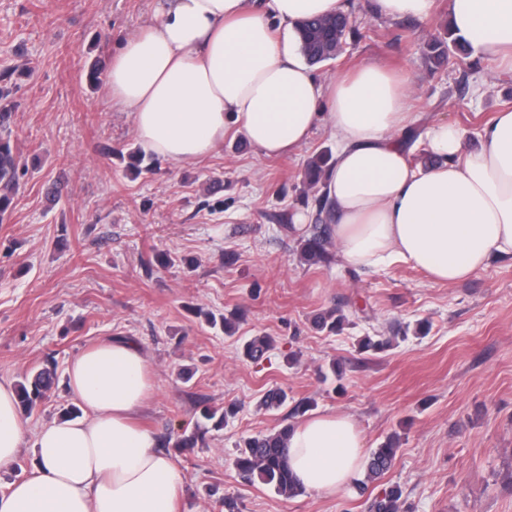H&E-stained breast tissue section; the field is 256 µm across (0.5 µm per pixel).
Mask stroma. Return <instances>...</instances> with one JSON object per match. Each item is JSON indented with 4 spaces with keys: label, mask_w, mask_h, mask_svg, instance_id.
Masks as SVG:
<instances>
[{
    "label": "stroma",
    "mask_w": 512,
    "mask_h": 512,
    "mask_svg": "<svg viewBox=\"0 0 512 512\" xmlns=\"http://www.w3.org/2000/svg\"><path fill=\"white\" fill-rule=\"evenodd\" d=\"M156 0H0V73L16 84L11 143L27 171L0 223V381L14 383L55 359L59 383L27 414L36 430L73 403L64 377L79 351L112 337L138 344L156 389L141 413L165 440L204 430L194 448L172 449L185 475L181 512H367L357 490L285 498L243 482L235 468L244 438L281 427L286 407L258 401L280 388L291 403L355 420L366 451L399 438L387 484L403 489L409 512H512V257H497L450 287L400 261L354 269L344 259L298 263L296 235L281 223L307 203L303 173L329 147L316 130L298 154L265 157L226 135L216 152L138 172L143 148L128 113L113 109L96 59L117 52L147 22ZM362 33L329 79L367 62L412 75L414 109L478 134L512 109V70L488 57L449 51L433 68L420 45L448 22V0L429 20L377 16L372 0H350ZM163 253L175 265L145 268ZM340 306L350 326L331 334L313 317ZM226 316L234 335L211 326ZM394 336L385 352L359 341ZM273 338L267 357H243L242 343ZM343 376L330 373L332 361ZM237 404L223 428L204 407Z\"/></svg>",
    "instance_id": "35a3bbf8"
}]
</instances>
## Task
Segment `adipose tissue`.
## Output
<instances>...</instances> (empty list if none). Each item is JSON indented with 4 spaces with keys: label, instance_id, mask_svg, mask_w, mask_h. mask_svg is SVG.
<instances>
[{
    "label": "adipose tissue",
    "instance_id": "adipose-tissue-1",
    "mask_svg": "<svg viewBox=\"0 0 512 512\" xmlns=\"http://www.w3.org/2000/svg\"><path fill=\"white\" fill-rule=\"evenodd\" d=\"M345 9L346 0H159L106 61L112 104L148 153L175 165L212 154L229 126L266 157L297 154L326 128L335 147L320 191L352 268L398 260L451 286L512 257V110L471 151L455 124L412 111L409 75L369 63L318 82L295 25ZM448 11L457 35L512 69V0H449ZM415 138L439 164L413 161ZM66 375L79 415L35 432L12 383L0 382V470L25 441L35 454L0 493V512H179L185 476L135 418L156 389L139 346L99 342ZM362 446L351 416L316 415L290 432L288 464L304 489L334 496L360 474Z\"/></svg>",
    "mask_w": 512,
    "mask_h": 512
}]
</instances>
